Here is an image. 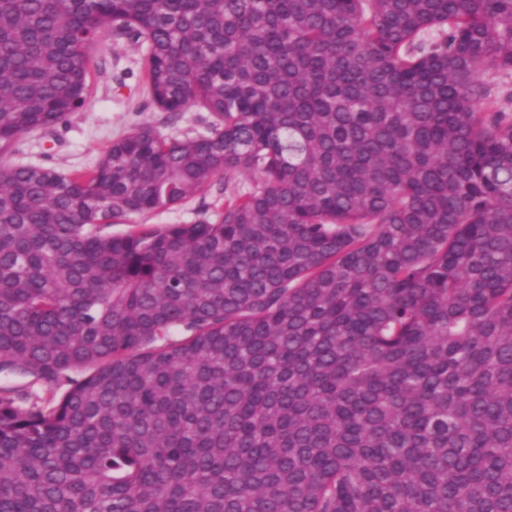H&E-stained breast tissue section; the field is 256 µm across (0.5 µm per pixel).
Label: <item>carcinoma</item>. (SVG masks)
Here are the masks:
<instances>
[{"mask_svg":"<svg viewBox=\"0 0 512 512\" xmlns=\"http://www.w3.org/2000/svg\"><path fill=\"white\" fill-rule=\"evenodd\" d=\"M145 45L163 111L5 162ZM512 0H0V512H512ZM248 173L221 219L104 228ZM145 73L143 46L107 30L90 65V95L84 107L52 133L37 131L22 138L8 161L70 173L96 165L113 140L142 124L162 136L206 131L212 117L198 106L187 108L177 122L170 123L168 113L151 100ZM24 389L43 398L48 396L49 392L33 379L11 372H0V388Z\"/></svg>","mask_w":512,"mask_h":512,"instance_id":"1","label":"carcinoma"}]
</instances>
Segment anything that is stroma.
Here are the masks:
<instances>
[{"label":"stroma","instance_id":"35a3bbf8","mask_svg":"<svg viewBox=\"0 0 512 512\" xmlns=\"http://www.w3.org/2000/svg\"><path fill=\"white\" fill-rule=\"evenodd\" d=\"M145 50L141 44L105 33L90 65V95L84 107L58 125L50 134L34 132L22 138L8 157L13 164L41 165L62 173L96 165L113 140L147 124L164 136L205 132L209 112L187 108L177 122L157 107L146 89ZM256 179L237 175L232 182L216 178L206 197H196L166 210L131 216L134 224H191L201 219L217 220L224 191H249Z\"/></svg>","mask_w":512,"mask_h":512}]
</instances>
